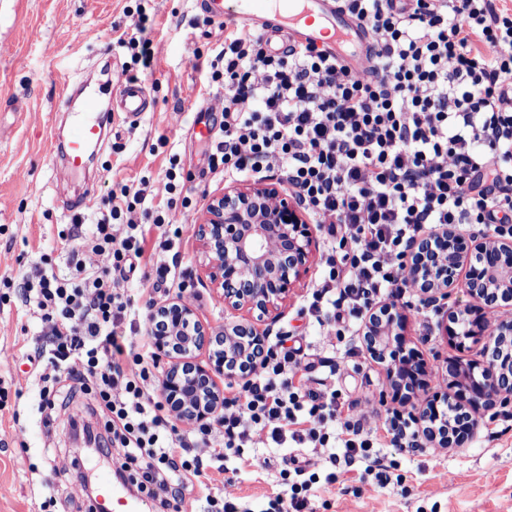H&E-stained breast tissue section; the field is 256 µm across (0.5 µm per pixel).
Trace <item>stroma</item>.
Instances as JSON below:
<instances>
[{
  "label": "stroma",
  "mask_w": 512,
  "mask_h": 512,
  "mask_svg": "<svg viewBox=\"0 0 512 512\" xmlns=\"http://www.w3.org/2000/svg\"><path fill=\"white\" fill-rule=\"evenodd\" d=\"M140 8L151 20L148 70L119 41ZM235 26L232 20H209L198 0H0V275L20 277L43 263L68 275L72 215L65 210L67 200L87 191L107 206L110 192L121 186L139 185L144 178L158 183L171 158H178L183 193L198 208L229 189L227 179L207 170L221 121L220 97L210 94L208 75L194 62L214 58L225 32ZM80 30L95 31L96 41L77 42ZM121 76L147 84L153 111L133 126L122 113H112L111 133L88 174L57 165L50 140L70 122L64 87L83 82L107 100ZM179 231L162 259L183 270L186 288L174 283L154 288V260L146 255L126 292L145 315L182 297L206 329L222 333L231 314L209 284L197 226L183 224ZM326 255L325 240L317 239L308 272L290 291L273 331H291L310 351L335 357L342 402L383 415L393 412L386 372L367 351L362 329L346 327L339 340L300 312L320 281ZM399 304L407 315L406 344L426 361L433 390L447 384V359H481L482 344L459 350L449 343L441 316L422 307L415 291L406 292ZM46 344L15 290L0 294V484L12 489L0 497V512H71L88 506L86 482L70 473L76 466L90 472L104 461L90 450L74 464L71 410L54 409L49 427L36 412L27 357ZM376 452L390 476L387 485L378 484L365 462L337 461L335 483L310 490L311 512H512V405L486 412L466 447L406 452L394 448L382 431ZM248 454L250 464L230 475V493L252 503L286 494L274 463L281 449L252 448ZM107 464L117 466L113 460Z\"/></svg>",
  "instance_id": "obj_1"
}]
</instances>
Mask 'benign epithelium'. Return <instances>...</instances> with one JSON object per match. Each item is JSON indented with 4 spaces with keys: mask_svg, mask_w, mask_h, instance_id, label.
I'll return each instance as SVG.
<instances>
[{
    "mask_svg": "<svg viewBox=\"0 0 512 512\" xmlns=\"http://www.w3.org/2000/svg\"><path fill=\"white\" fill-rule=\"evenodd\" d=\"M197 233L210 283L222 292L224 307L256 311L257 322L265 323L261 329L250 320L230 322L223 334L210 336L182 298L154 308L151 319L165 318V330L153 334L157 358L169 361L163 395L176 403L182 421L206 424L224 408L215 378L242 381L237 368L260 364L280 305L307 271L315 239L294 197L272 183L235 188L212 199ZM465 264L467 288L477 304L449 311V290ZM405 276L422 306L446 314L444 331L456 345L486 341L485 359L465 364L448 360L452 394L423 399L429 372L416 352H403L407 316L402 308L389 303L372 310L363 341L386 367L391 399L413 407L426 442L434 448H461L474 437L484 412L512 403V319L498 321L493 333L486 323V309L512 302V239L482 232L467 240L445 227L411 242ZM207 343L216 345L207 363L190 361Z\"/></svg>",
    "mask_w": 512,
    "mask_h": 512,
    "instance_id": "7a95c632",
    "label": "benign epithelium"
}]
</instances>
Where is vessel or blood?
Returning <instances> with one entry per match:
<instances>
[{"mask_svg": "<svg viewBox=\"0 0 512 512\" xmlns=\"http://www.w3.org/2000/svg\"><path fill=\"white\" fill-rule=\"evenodd\" d=\"M208 18L224 22L233 18L272 39L280 35L295 42L324 47L349 69L364 71L373 45L371 32L358 24L339 0H201ZM151 105L146 86L137 80H123L112 99L113 111L123 113L126 122L137 123ZM83 115L71 124L63 146L71 169L82 170L91 146L104 138L101 107L95 96L84 95ZM96 512H144L143 502H129L115 489L112 477L100 473L97 479Z\"/></svg>", "mask_w": 512, "mask_h": 512, "instance_id": "obj_1", "label": "vessel or blood"}]
</instances>
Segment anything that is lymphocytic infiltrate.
I'll list each match as a JSON object with an SVG mask.
<instances>
[{
  "label": "lymphocytic infiltrate",
  "instance_id": "lymphocytic-infiltrate-1",
  "mask_svg": "<svg viewBox=\"0 0 512 512\" xmlns=\"http://www.w3.org/2000/svg\"><path fill=\"white\" fill-rule=\"evenodd\" d=\"M374 37L365 72L349 71L314 45L271 52L264 36L237 26L206 68L224 90L220 138L210 169L225 177L280 171L293 196L331 246L307 313L326 330L362 319L410 288L402 275L412 240L478 224L512 238V11L497 0H342ZM182 191L168 168L155 192L152 223L131 220L144 189L123 187L122 200L89 205L72 218L92 224L68 255L70 275L40 267L14 282L48 343L33 382L54 405L59 376L84 413L105 414L113 447L122 449L138 489L169 506L189 476L223 474L227 459L248 448L308 449L326 463L372 461L373 435L394 446L422 447L400 414L368 409L343 415L324 359L302 347L269 345L245 382L228 389L218 424L178 430L162 385L151 334H139L123 285L145 253L149 226L174 223ZM96 263H89L87 255ZM340 420L336 456L327 422ZM208 447L200 457L198 447ZM288 495L265 512H306L313 484L335 472L310 470L283 457Z\"/></svg>",
  "mask_w": 512,
  "mask_h": 512
}]
</instances>
